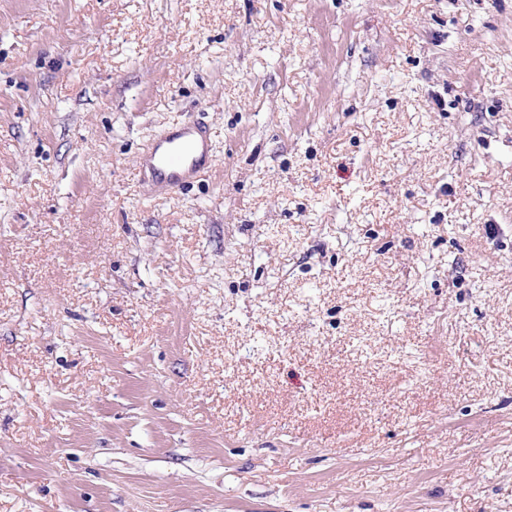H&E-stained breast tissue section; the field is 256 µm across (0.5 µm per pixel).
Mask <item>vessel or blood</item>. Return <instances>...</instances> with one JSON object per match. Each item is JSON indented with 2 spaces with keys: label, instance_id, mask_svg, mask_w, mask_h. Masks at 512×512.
<instances>
[{
  "label": "vessel or blood",
  "instance_id": "obj_1",
  "mask_svg": "<svg viewBox=\"0 0 512 512\" xmlns=\"http://www.w3.org/2000/svg\"><path fill=\"white\" fill-rule=\"evenodd\" d=\"M212 165L209 132L196 121H186L163 131L138 158L143 180L155 195L191 184Z\"/></svg>",
  "mask_w": 512,
  "mask_h": 512
}]
</instances>
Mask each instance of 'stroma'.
<instances>
[{"mask_svg": "<svg viewBox=\"0 0 512 512\" xmlns=\"http://www.w3.org/2000/svg\"><path fill=\"white\" fill-rule=\"evenodd\" d=\"M0 512H512V0H0ZM137 164L152 194L183 188L213 165L209 132L196 121L169 128L147 145Z\"/></svg>", "mask_w": 512, "mask_h": 512, "instance_id": "35a3bbf8", "label": "stroma"}]
</instances>
